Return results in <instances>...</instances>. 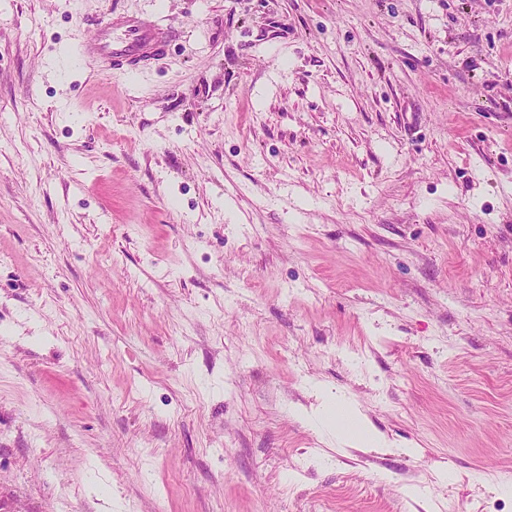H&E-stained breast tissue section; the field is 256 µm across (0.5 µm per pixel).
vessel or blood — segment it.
Segmentation results:
<instances>
[{
    "label": "vessel or blood",
    "instance_id": "vessel-or-blood-1",
    "mask_svg": "<svg viewBox=\"0 0 512 512\" xmlns=\"http://www.w3.org/2000/svg\"><path fill=\"white\" fill-rule=\"evenodd\" d=\"M171 38L159 22L112 11L98 21L94 39L78 44L76 54L98 58L113 74L125 76L162 55Z\"/></svg>",
    "mask_w": 512,
    "mask_h": 512
}]
</instances>
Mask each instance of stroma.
<instances>
[{
    "instance_id": "1",
    "label": "stroma",
    "mask_w": 512,
    "mask_h": 512,
    "mask_svg": "<svg viewBox=\"0 0 512 512\" xmlns=\"http://www.w3.org/2000/svg\"><path fill=\"white\" fill-rule=\"evenodd\" d=\"M108 10L168 53L73 62ZM504 473L512 0H0V512H512ZM320 421L327 437L351 448L377 445L381 442L371 432L359 409L343 394L336 393L335 396L327 398Z\"/></svg>"
}]
</instances>
